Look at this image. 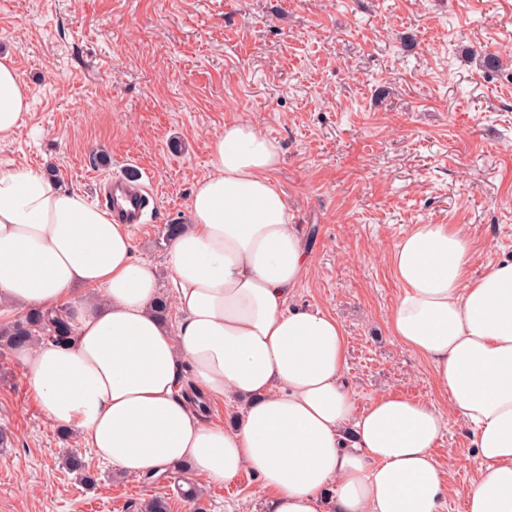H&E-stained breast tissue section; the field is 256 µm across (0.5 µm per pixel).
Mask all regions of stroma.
Instances as JSON below:
<instances>
[{
    "label": "stroma",
    "mask_w": 512,
    "mask_h": 512,
    "mask_svg": "<svg viewBox=\"0 0 512 512\" xmlns=\"http://www.w3.org/2000/svg\"><path fill=\"white\" fill-rule=\"evenodd\" d=\"M512 0H0V57L27 85L21 133L0 163L41 170L103 204L106 181L147 186L140 258L171 296L164 225L189 197L226 122L274 139L272 179L313 262L291 304L342 323L356 408L404 394L442 411L433 449L446 512L481 468L468 426L429 365L392 336L389 254L416 224L459 225L471 276L512 259ZM83 458L88 487L64 466ZM192 472L158 479L100 461L41 413L15 354L0 350V512H134L154 495L193 512ZM258 480L202 485L206 512H265Z\"/></svg>",
    "instance_id": "1"
}]
</instances>
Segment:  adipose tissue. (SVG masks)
Listing matches in <instances>:
<instances>
[{
	"instance_id": "adipose-tissue-1",
	"label": "adipose tissue",
	"mask_w": 512,
	"mask_h": 512,
	"mask_svg": "<svg viewBox=\"0 0 512 512\" xmlns=\"http://www.w3.org/2000/svg\"><path fill=\"white\" fill-rule=\"evenodd\" d=\"M29 106L0 58V141ZM279 163L243 119L214 137L171 243L173 328L154 311L156 273L131 225L40 170H0V315L60 311L73 331L68 344L16 349L29 389L48 420L130 474L188 465L229 484L248 469L266 512H444L441 411L400 394L356 409L341 323L288 307L312 251L271 180ZM389 260L400 285L389 330L431 367L482 460L466 512H512V260L471 277L451 224L414 226ZM186 368L191 396L179 391ZM198 393L238 402L236 422H206Z\"/></svg>"
}]
</instances>
